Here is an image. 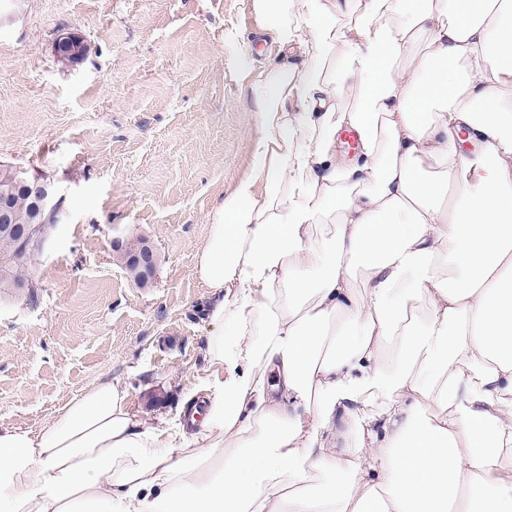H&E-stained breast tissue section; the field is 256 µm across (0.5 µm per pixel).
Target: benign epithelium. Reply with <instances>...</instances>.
Segmentation results:
<instances>
[{
  "label": "benign epithelium",
  "mask_w": 512,
  "mask_h": 512,
  "mask_svg": "<svg viewBox=\"0 0 512 512\" xmlns=\"http://www.w3.org/2000/svg\"><path fill=\"white\" fill-rule=\"evenodd\" d=\"M83 40L74 33H63L57 40V49L73 51L75 59H80ZM13 172V176L22 178L34 199V210L27 224L23 225V235L19 248L10 258L0 259V271L11 266L15 261L24 259L30 252H42L51 239L53 225L63 223L67 216V196L53 182L45 177L30 176L20 166L2 165ZM10 188L0 189V234H13L18 227L19 216L9 207L7 198ZM141 250L132 253L122 268L127 277L137 286L144 288L154 283L158 256L156 247L148 238H143Z\"/></svg>",
  "instance_id": "benign-epithelium-1"
}]
</instances>
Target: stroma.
<instances>
[{
	"label": "stroma",
	"mask_w": 512,
	"mask_h": 512,
	"mask_svg": "<svg viewBox=\"0 0 512 512\" xmlns=\"http://www.w3.org/2000/svg\"><path fill=\"white\" fill-rule=\"evenodd\" d=\"M0 163L68 195L37 259L36 300L0 294V426L39 430L99 380L138 418L175 416L214 370L195 261L209 216L248 170L256 121L251 0H6ZM79 33L62 63L61 33ZM147 236L157 277L137 287L112 244Z\"/></svg>",
	"instance_id": "stroma-1"
}]
</instances>
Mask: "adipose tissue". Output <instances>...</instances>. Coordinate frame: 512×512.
Returning <instances> with one entry per match:
<instances>
[{
    "mask_svg": "<svg viewBox=\"0 0 512 512\" xmlns=\"http://www.w3.org/2000/svg\"><path fill=\"white\" fill-rule=\"evenodd\" d=\"M251 10L278 57L196 255L221 373L0 428V512H512V0Z\"/></svg>",
    "mask_w": 512,
    "mask_h": 512,
    "instance_id": "obj_1",
    "label": "adipose tissue"
}]
</instances>
